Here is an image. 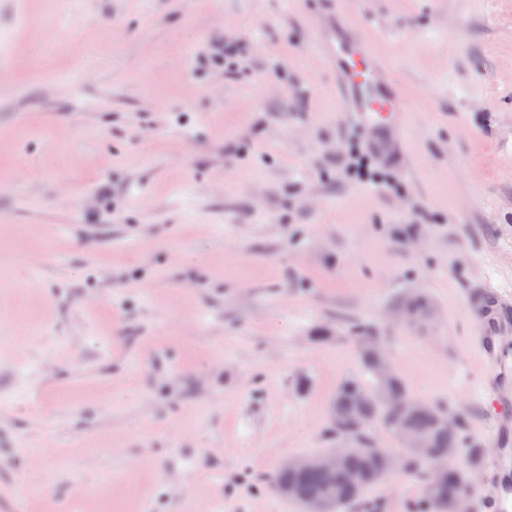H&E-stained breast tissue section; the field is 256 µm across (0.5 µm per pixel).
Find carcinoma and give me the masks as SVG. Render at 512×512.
I'll return each mask as SVG.
<instances>
[{"mask_svg":"<svg viewBox=\"0 0 512 512\" xmlns=\"http://www.w3.org/2000/svg\"><path fill=\"white\" fill-rule=\"evenodd\" d=\"M364 392L372 399L362 403L358 393ZM375 389L354 380L343 381L331 403V421L336 433V447L331 452L337 456L336 477L328 480L318 471L290 472L278 468L271 479L272 486L296 487L300 492L297 503L305 505L308 500L327 503L328 512L338 510L361 499L366 487L370 486L392 469L396 456L406 461V469L414 472L427 464L419 458L414 449L399 433H394L400 448L392 454L374 446L367 430L371 424L380 422L388 429L393 423L402 424L404 432L429 438L436 452L447 458L448 470L435 474L425 484L420 500L413 504L408 512H452L454 496L458 488L471 487L470 469L454 464V459L463 443L459 428L452 430L441 424L447 416L444 410L435 407H419L411 412H403L392 402H385L374 396ZM359 473L366 478L365 485L355 488L348 483V476Z\"/></svg>","mask_w":512,"mask_h":512,"instance_id":"1","label":"carcinoma"}]
</instances>
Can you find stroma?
Wrapping results in <instances>:
<instances>
[{
    "label": "stroma",
    "mask_w": 512,
    "mask_h": 512,
    "mask_svg": "<svg viewBox=\"0 0 512 512\" xmlns=\"http://www.w3.org/2000/svg\"><path fill=\"white\" fill-rule=\"evenodd\" d=\"M338 14L402 89L397 152L319 46ZM493 289L512 315V0H0V512H302L270 477L335 447L358 323L463 413L457 465L512 455ZM432 473L343 512H407ZM480 313L486 327V333L483 335V338L486 340L488 346L494 347L495 336H499L496 331V326L503 317V313L494 301L485 305L484 308L480 310Z\"/></svg>",
    "instance_id": "stroma-1"
}]
</instances>
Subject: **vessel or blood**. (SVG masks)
Here are the masks:
<instances>
[{
	"label": "vessel or blood",
	"mask_w": 512,
	"mask_h": 512,
	"mask_svg": "<svg viewBox=\"0 0 512 512\" xmlns=\"http://www.w3.org/2000/svg\"><path fill=\"white\" fill-rule=\"evenodd\" d=\"M322 47L335 64L339 87L359 125L375 131L398 126L402 98L396 84L378 77L379 66L364 35L340 24L323 37Z\"/></svg>",
	"instance_id": "1"
}]
</instances>
